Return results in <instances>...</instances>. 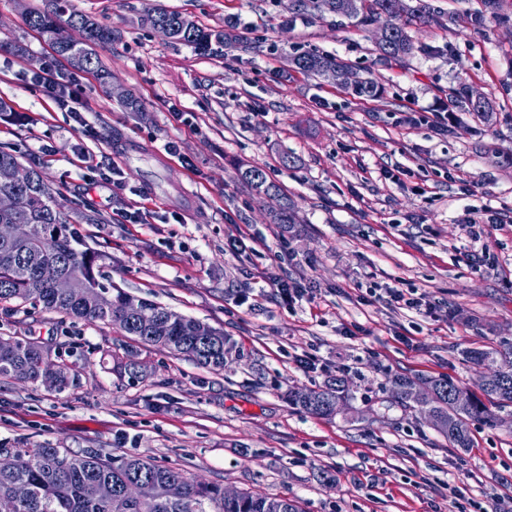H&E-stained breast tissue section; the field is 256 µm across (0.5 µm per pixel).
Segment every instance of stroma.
I'll return each mask as SVG.
<instances>
[{"label":"stroma","instance_id":"stroma-1","mask_svg":"<svg viewBox=\"0 0 512 512\" xmlns=\"http://www.w3.org/2000/svg\"><path fill=\"white\" fill-rule=\"evenodd\" d=\"M431 2L460 24L411 23L420 51L391 66L374 27L329 15L292 25L288 0H70L112 29L97 50L104 79L70 71L28 27L44 0H0V101L19 116L0 121V145L40 168L69 222L96 216L80 231L108 256L104 282L234 342L215 373L110 325L0 309V336L38 337L78 380L55 394L0 378V451L134 455L301 512H512V406L472 422L466 453L416 411L383 408L399 375L481 394L463 349L512 362V0L510 22L480 31L464 22L480 0ZM158 9L204 28L237 21L250 45L203 54L171 42L142 23ZM308 50L349 63L379 97L299 72L292 59ZM49 61L82 89L80 117L33 85ZM462 84L491 102V120L451 106ZM249 166L294 201L290 231L239 178ZM470 216L488 221L481 264L467 258ZM231 234L245 252H225ZM271 272L306 279L309 294L285 306L262 285ZM400 282L431 311L369 302L370 285ZM129 353L134 378L113 368ZM309 356L316 367L302 370ZM339 375L351 398L335 416L289 405L290 391Z\"/></svg>","mask_w":512,"mask_h":512}]
</instances>
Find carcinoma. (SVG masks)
<instances>
[{"instance_id": "1", "label": "carcinoma", "mask_w": 512, "mask_h": 512, "mask_svg": "<svg viewBox=\"0 0 512 512\" xmlns=\"http://www.w3.org/2000/svg\"><path fill=\"white\" fill-rule=\"evenodd\" d=\"M482 8L467 17V23L480 30L489 19L508 22L500 12V0H481ZM406 11L412 20L442 22L438 11L428 0H416L414 6L395 4L394 0H289L288 22L308 21L323 15L344 16L361 27L372 26L393 10ZM28 26L41 34L54 52L73 68H102L94 46L112 41V29L95 19L69 10L67 0H48L47 8L27 17ZM144 23L151 28L166 25L172 40L199 50L210 51L226 43L240 42L233 33L235 24L227 21L222 29H204L176 12L153 11ZM416 46L399 23H390L377 51L381 61L389 64L413 54ZM294 65L303 73L322 75L336 73V79L352 97H377L378 86L368 78L352 73V67L331 56L303 53L295 56ZM469 89L461 86L450 93V102L463 112L486 118L492 111L486 100L470 102ZM31 179L23 186L0 183V224H28L30 238L21 243L0 241V304L40 307L72 319L88 323H107L123 335L143 346L168 350L197 365L215 372L224 370V360L231 338L224 331L212 329V336L199 333L201 321L186 317L172 309L133 296L121 288L106 286L100 268L107 256L88 248L81 235L54 207L51 189L40 171L29 167ZM241 178L258 195L279 197V188L267 181L258 167L241 172ZM28 195L30 205L25 212H15L4 205L13 194ZM58 274L73 278V295L61 296L51 288ZM153 312L159 328L151 333L138 320V314ZM464 361L493 371L494 379L485 393L501 405L512 404V365L498 364V351L492 347L461 351ZM58 360L59 354L34 337L0 336V378H13L31 384H43V363ZM420 383L432 387L430 398L414 401L409 388ZM393 385L398 403L406 408H419L433 428L444 436L450 448L467 451L473 447L469 422L490 418L486 406L478 399L463 395L453 381L443 377H398ZM349 397V389L341 379L317 390H297L288 395L289 402L312 416L332 417ZM18 466L0 470V512H300L297 502L288 497L240 493L234 502L224 501V486L201 485L188 479L178 468L147 461L135 456L100 457L78 455L60 448L37 446L13 453ZM132 479L148 481L155 486L176 481L183 494L169 499L160 493L140 502L123 499L125 484ZM25 483L31 494L26 500L13 495L14 486ZM99 483L112 485V499H94L90 490Z\"/></svg>"}]
</instances>
